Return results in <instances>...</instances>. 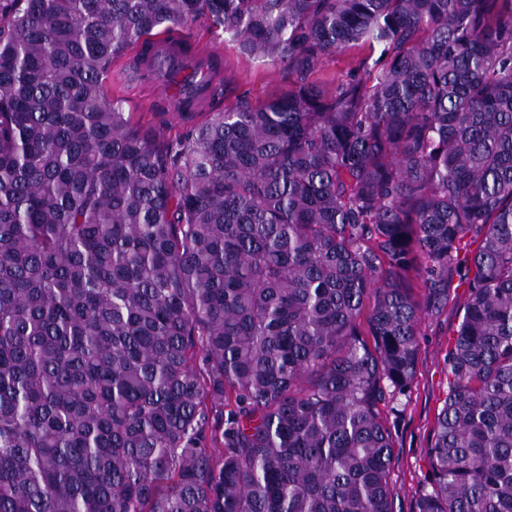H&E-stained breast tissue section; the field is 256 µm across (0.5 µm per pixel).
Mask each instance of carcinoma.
<instances>
[{"instance_id": "carcinoma-1", "label": "carcinoma", "mask_w": 512, "mask_h": 512, "mask_svg": "<svg viewBox=\"0 0 512 512\" xmlns=\"http://www.w3.org/2000/svg\"><path fill=\"white\" fill-rule=\"evenodd\" d=\"M158 36L214 79L146 120ZM473 231L415 512H512V0H0V512H393ZM208 46L224 56V69L236 86L235 91L224 101L226 105L236 103V97L240 94H244L251 102L261 103L274 92L288 89V78L285 76L283 66L270 61L241 59L233 43L224 36L209 41ZM112 92L115 96H122L125 99L123 103L124 111L126 112H142L146 115L145 119H150L149 112H153V106L159 102L161 94L158 88L151 90L143 89L139 86H133L128 90L119 92V87H112ZM479 236L468 234L448 277V302L425 309L418 333V359L411 389L392 399L385 414L393 453L389 482L394 488V511L413 512L427 486V449L437 415L448 395V346L462 320L469 299L467 288L473 269L470 252Z\"/></svg>"}]
</instances>
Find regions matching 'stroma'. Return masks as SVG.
Instances as JSON below:
<instances>
[{"mask_svg": "<svg viewBox=\"0 0 512 512\" xmlns=\"http://www.w3.org/2000/svg\"><path fill=\"white\" fill-rule=\"evenodd\" d=\"M208 46L223 55L236 94L261 103L274 92L287 90L288 79L281 65L243 60L224 37L209 41ZM477 243L476 235L465 237L448 278L447 302L423 311L411 389L392 399L385 410L393 443L389 482L394 488V512H414L415 502L427 486V450L448 394L446 355L469 299L468 282L473 276L469 257Z\"/></svg>", "mask_w": 512, "mask_h": 512, "instance_id": "1", "label": "stroma"}]
</instances>
